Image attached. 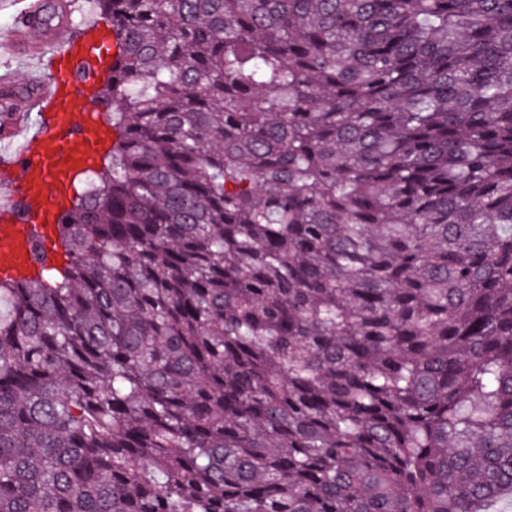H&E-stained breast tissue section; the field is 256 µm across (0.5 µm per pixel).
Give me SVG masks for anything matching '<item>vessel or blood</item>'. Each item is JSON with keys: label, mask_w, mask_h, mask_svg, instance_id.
Segmentation results:
<instances>
[{"label": "vessel or blood", "mask_w": 512, "mask_h": 512, "mask_svg": "<svg viewBox=\"0 0 512 512\" xmlns=\"http://www.w3.org/2000/svg\"><path fill=\"white\" fill-rule=\"evenodd\" d=\"M43 12L44 0H28L7 43L8 51L29 59L52 47L61 63L55 79L31 78L35 93L27 106L41 115L36 127L23 126L15 100H0L11 114L0 134L19 139L8 163L20 178L0 186V278L13 280L36 268L33 239L45 249L57 247L56 226L68 209L70 186L95 164L110 134L107 112L88 95L117 61L102 26L87 23L75 39L64 23L45 24Z\"/></svg>", "instance_id": "1"}]
</instances>
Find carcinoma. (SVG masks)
Instances as JSON below:
<instances>
[{"instance_id": "carcinoma-1", "label": "carcinoma", "mask_w": 512, "mask_h": 512, "mask_svg": "<svg viewBox=\"0 0 512 512\" xmlns=\"http://www.w3.org/2000/svg\"><path fill=\"white\" fill-rule=\"evenodd\" d=\"M87 13L112 139L0 280V512H495L512 0Z\"/></svg>"}]
</instances>
